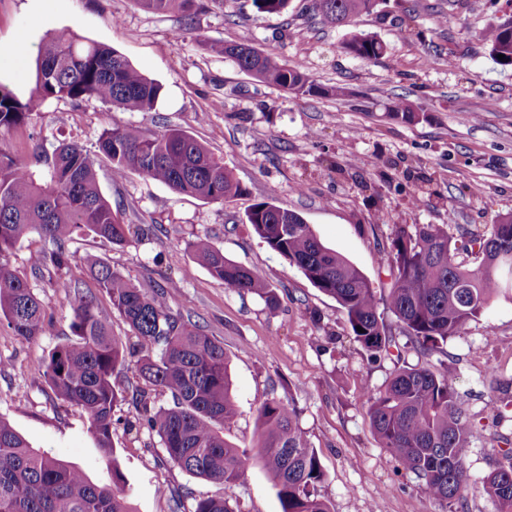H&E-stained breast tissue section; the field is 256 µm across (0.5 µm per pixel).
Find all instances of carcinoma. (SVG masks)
<instances>
[{
  "instance_id": "cac0c4a2",
  "label": "carcinoma",
  "mask_w": 512,
  "mask_h": 512,
  "mask_svg": "<svg viewBox=\"0 0 512 512\" xmlns=\"http://www.w3.org/2000/svg\"><path fill=\"white\" fill-rule=\"evenodd\" d=\"M145 11H179L190 16L196 0H136ZM290 0H252L268 14L281 13ZM377 0H313L324 26L355 22L371 12ZM496 64L512 66V16L483 32ZM209 49L232 59L260 82L293 95H323L343 100L345 87H322L310 75L245 42L212 44ZM353 56L365 60L383 54L373 36L354 32L345 43ZM503 58H498V55ZM162 96V86L138 71L125 57L105 45L72 33L48 39L37 60L35 86L27 101L0 85V131L24 127L36 103L67 98L75 103L94 98L127 111L149 112ZM388 116L416 123L426 115L403 98ZM97 153L112 175L135 173L207 202H222L242 192L224 161L181 129L147 133L135 126L104 131ZM246 223L269 248L297 267L322 293L344 310L353 339L376 361L399 345L421 356L440 351L449 337L464 333L498 296L512 294V214L499 217L489 234L465 232L461 240L442 224L399 226L384 248L383 263L390 284L386 297L377 296L363 273L326 247L293 210L262 201L246 214ZM131 226L98 185L96 161L82 145L60 144L46 167L35 170L27 155L0 147V323L14 336L33 340L47 328L46 311L30 282L11 270L16 243L35 232L53 245L49 252L30 254L32 278L52 267L70 268L68 249L84 234L122 247ZM193 259L224 287L240 295L278 305L272 284L254 270L224 256L210 238L187 242ZM475 255L467 267L456 254ZM94 288L108 298L112 310L130 327L137 343L126 345L112 336L101 318L97 298L87 292L75 298L70 328L76 340L56 346L40 366L43 382L55 397L79 408L87 431L100 448L112 483L96 484L78 467L34 448L0 416V512H135L124 493V476L113 453L114 409L124 400L114 377L130 359L154 391L169 398L157 409L143 407L141 427L158 436L167 458L189 474L222 487L223 493L194 499L193 512H233L234 489L248 468L258 464L277 490L281 512H331L317 487L323 481L317 451L302 429L293 402L268 398L256 410L258 443L241 448L224 438V427L238 413L224 344L191 319L168 311L164 289L136 287L109 265L90 268ZM386 308L396 318L399 334L386 324ZM363 328L358 332L357 328ZM370 426L395 464L421 483L435 500L453 506L469 481L464 461L473 427L455 387L448 363L403 365L386 384L365 393ZM484 478L485 492L499 512H512V449Z\"/></svg>"
}]
</instances>
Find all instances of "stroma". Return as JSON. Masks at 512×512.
<instances>
[{
  "label": "stroma",
  "instance_id": "obj_1",
  "mask_svg": "<svg viewBox=\"0 0 512 512\" xmlns=\"http://www.w3.org/2000/svg\"><path fill=\"white\" fill-rule=\"evenodd\" d=\"M312 0H291L287 12L261 14L251 0H197L192 22L154 14L135 0H0V50L23 48L20 67L0 64V85L28 98L48 36L75 33L112 47L162 84L155 110L129 112L96 99L39 104L25 127L0 137L19 152L52 153L61 142L95 150L100 134L135 125L148 133L187 131L223 159L241 195L208 203L132 174L113 179L98 158L102 193L126 223L147 228L122 247L86 235L69 248L65 276L93 286L91 265L106 263L137 287L167 288L172 314L189 317L224 345L236 419L225 437L256 440V409L265 399L292 397L316 448L324 480L318 493L332 512H452L416 480L398 472L372 431L363 391L380 388L394 370L371 362L354 341L343 309L246 224L252 205L270 201L295 210L322 242L358 267L375 290L387 287L382 249L399 225L444 224L452 237L482 233L512 213V67L489 56L482 31L499 20L489 0H379L354 28H328ZM380 40L384 53L363 60L343 47L350 31ZM246 39L322 86L340 85L347 100L293 97L242 72L209 44ZM406 95L427 115L406 124L388 117ZM206 236L226 258L273 285L277 308L239 295L191 258L188 240ZM57 271L32 287L51 324L25 342L0 324V416L35 448L69 461L95 482L111 478L78 409L56 400L37 368L55 346L72 340L73 295L61 293ZM475 435L465 467L469 485L453 512H497L482 481L512 439V298L498 297L465 334L443 346ZM114 415V456L137 512H177L219 485L168 461L159 438L137 424L135 401ZM180 491L173 500L170 490ZM233 512H281L272 482L252 465L235 490Z\"/></svg>",
  "mask_w": 512,
  "mask_h": 512
}]
</instances>
